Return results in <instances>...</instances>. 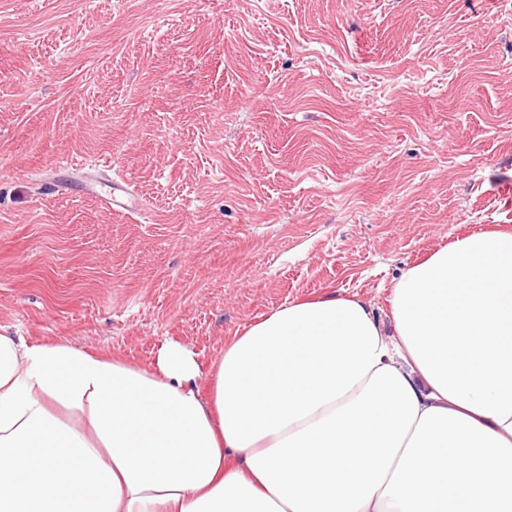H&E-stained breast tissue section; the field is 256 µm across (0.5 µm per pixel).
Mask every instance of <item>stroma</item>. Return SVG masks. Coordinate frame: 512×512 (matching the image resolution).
Returning <instances> with one entry per match:
<instances>
[{
  "instance_id": "1",
  "label": "stroma",
  "mask_w": 512,
  "mask_h": 512,
  "mask_svg": "<svg viewBox=\"0 0 512 512\" xmlns=\"http://www.w3.org/2000/svg\"><path fill=\"white\" fill-rule=\"evenodd\" d=\"M145 202L51 191L71 163ZM512 231V0H0V330L202 363Z\"/></svg>"
}]
</instances>
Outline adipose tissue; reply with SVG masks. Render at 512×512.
<instances>
[{"mask_svg":"<svg viewBox=\"0 0 512 512\" xmlns=\"http://www.w3.org/2000/svg\"><path fill=\"white\" fill-rule=\"evenodd\" d=\"M387 303L288 302L207 367L0 332V512H512V233Z\"/></svg>","mask_w":512,"mask_h":512,"instance_id":"obj_1","label":"adipose tissue"}]
</instances>
